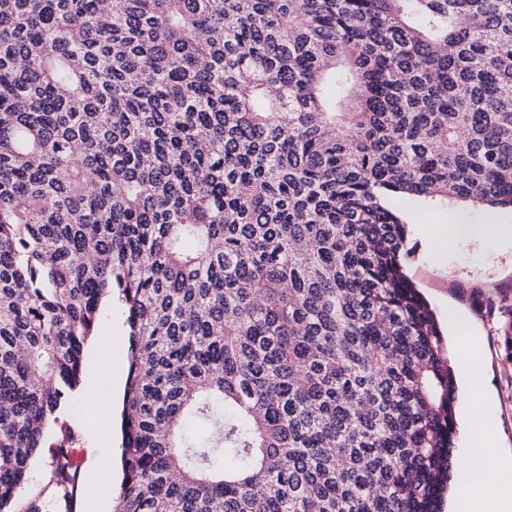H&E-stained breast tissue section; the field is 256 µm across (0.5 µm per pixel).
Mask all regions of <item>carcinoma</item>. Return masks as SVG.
Returning <instances> with one entry per match:
<instances>
[{
	"instance_id": "carcinoma-1",
	"label": "carcinoma",
	"mask_w": 512,
	"mask_h": 512,
	"mask_svg": "<svg viewBox=\"0 0 512 512\" xmlns=\"http://www.w3.org/2000/svg\"><path fill=\"white\" fill-rule=\"evenodd\" d=\"M394 198L512 208V0H0V512L113 296L114 512H441Z\"/></svg>"
}]
</instances>
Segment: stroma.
Here are the masks:
<instances>
[{
  "mask_svg": "<svg viewBox=\"0 0 512 512\" xmlns=\"http://www.w3.org/2000/svg\"><path fill=\"white\" fill-rule=\"evenodd\" d=\"M409 224V253L405 272L436 313L447 324L449 309L467 316L479 338L477 350L485 362L482 383L492 396L498 443L512 457V211H489L460 200H412L403 209ZM460 213L472 223H490V236L449 243L431 228L447 223ZM86 366L98 367L99 381L83 378L75 403L54 423L44 442L45 450L30 465L19 500L49 493L50 448L70 442L79 458L81 492L73 512H114L121 482L118 456L107 448H119V411L128 373V336L120 302L103 301L100 335L89 341ZM114 392L111 409L88 424L84 403L92 386Z\"/></svg>",
  "mask_w": 512,
  "mask_h": 512,
  "instance_id": "35a3bbf8",
  "label": "stroma"
}]
</instances>
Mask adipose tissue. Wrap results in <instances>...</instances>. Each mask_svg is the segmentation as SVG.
I'll use <instances>...</instances> for the list:
<instances>
[{
  "instance_id": "1",
  "label": "adipose tissue",
  "mask_w": 512,
  "mask_h": 512,
  "mask_svg": "<svg viewBox=\"0 0 512 512\" xmlns=\"http://www.w3.org/2000/svg\"><path fill=\"white\" fill-rule=\"evenodd\" d=\"M466 408L469 428L460 459L462 488L449 503V512H512V465L500 454L489 394L478 386L470 389ZM492 480L498 490L489 496L485 489Z\"/></svg>"
}]
</instances>
